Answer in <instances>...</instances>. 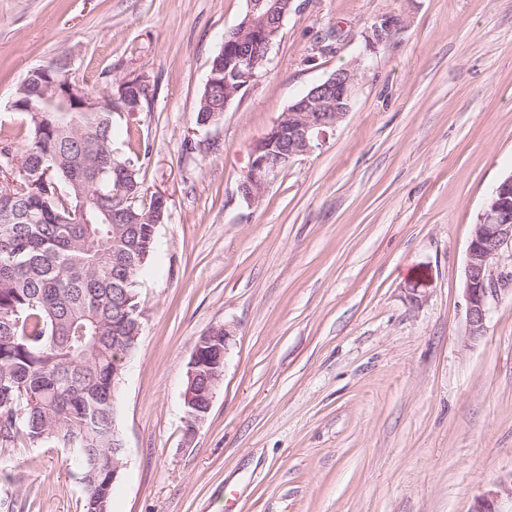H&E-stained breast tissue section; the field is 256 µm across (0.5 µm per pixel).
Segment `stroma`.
Segmentation results:
<instances>
[{
    "label": "stroma",
    "mask_w": 512,
    "mask_h": 512,
    "mask_svg": "<svg viewBox=\"0 0 512 512\" xmlns=\"http://www.w3.org/2000/svg\"><path fill=\"white\" fill-rule=\"evenodd\" d=\"M246 0H0V131L29 69L65 64L94 94L147 77L116 120L168 199L140 274L138 345L117 423L111 512H512V286L471 338L468 247L512 172V0H293L263 77L213 126L198 100ZM401 18L365 52L380 16ZM368 59L353 107L260 204L250 145L291 102ZM234 331L185 434L188 362ZM0 512H85L64 448L0 451Z\"/></svg>",
    "instance_id": "35a3bbf8"
}]
</instances>
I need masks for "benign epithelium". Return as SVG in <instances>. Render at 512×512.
<instances>
[{
  "label": "benign epithelium",
  "mask_w": 512,
  "mask_h": 512,
  "mask_svg": "<svg viewBox=\"0 0 512 512\" xmlns=\"http://www.w3.org/2000/svg\"><path fill=\"white\" fill-rule=\"evenodd\" d=\"M265 0H247L248 13L243 27L252 33L254 46L259 48V58L253 59L252 47L226 44L224 53H233L230 63L241 73L243 84H232L224 78V105L244 88L257 84L263 75L259 64H267L273 38L279 36L287 11L274 16L273 10L264 5ZM398 21L389 16L377 19L364 33L365 51L390 38ZM364 58L336 70L327 79L314 85L296 98L286 112L277 119L267 134L249 147L247 172L239 185L245 191L242 198L251 205L258 204L266 189L288 169L292 161L314 151L316 142L326 130L336 127L351 111L354 92ZM39 91H53L63 97L74 98L86 110H99L107 106L71 79L66 73ZM512 248V172L503 176L487 198L471 237L465 269L464 293L467 301V319L470 335L485 332L489 301L502 291L503 279L495 277L492 266L505 248ZM498 492L488 490L476 501L472 512H497Z\"/></svg>",
  "instance_id": "1"
}]
</instances>
